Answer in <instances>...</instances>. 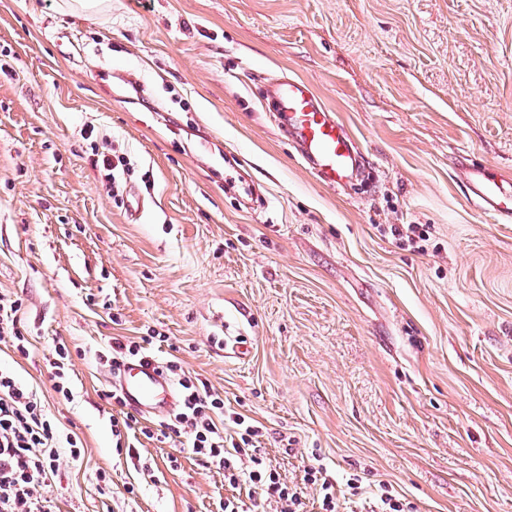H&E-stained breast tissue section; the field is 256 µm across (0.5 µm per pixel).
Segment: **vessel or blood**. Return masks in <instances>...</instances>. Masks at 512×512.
Listing matches in <instances>:
<instances>
[{"label": "vessel or blood", "instance_id": "vessel-or-blood-1", "mask_svg": "<svg viewBox=\"0 0 512 512\" xmlns=\"http://www.w3.org/2000/svg\"><path fill=\"white\" fill-rule=\"evenodd\" d=\"M266 96L275 106V120L323 184L340 188L360 170L362 154L348 130L334 113L319 102L310 86L301 80L277 79ZM467 197L481 210L512 222V181L483 168L465 171ZM119 389L129 410L170 412L174 405L173 384L162 366L152 361L122 366Z\"/></svg>", "mask_w": 512, "mask_h": 512}]
</instances>
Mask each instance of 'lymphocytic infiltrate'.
<instances>
[{
	"mask_svg": "<svg viewBox=\"0 0 512 512\" xmlns=\"http://www.w3.org/2000/svg\"><path fill=\"white\" fill-rule=\"evenodd\" d=\"M166 369L182 388L183 401L161 422V430L188 433L192 453L223 470L229 484H249L265 499L281 503V512H300V493L281 481L261 453L258 427L243 417L233 418L236 438L225 442L216 422L224 410L223 399L211 392L206 381L187 375L177 361H168ZM58 439L34 394L11 373L0 370V512H56L49 490L61 462H78L84 450L78 436L63 438L67 443L63 449Z\"/></svg>",
	"mask_w": 512,
	"mask_h": 512,
	"instance_id": "obj_1",
	"label": "lymphocytic infiltrate"
}]
</instances>
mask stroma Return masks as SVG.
<instances>
[{
    "label": "stroma",
    "instance_id": "35a3bbf8",
    "mask_svg": "<svg viewBox=\"0 0 512 512\" xmlns=\"http://www.w3.org/2000/svg\"><path fill=\"white\" fill-rule=\"evenodd\" d=\"M283 75L337 113L366 183L297 155L261 97ZM96 149L126 157L115 184ZM462 156L512 177V0H0V298L27 347L0 342V369L83 442L57 512H281L186 434L117 453L104 355L154 331L156 360L259 427L305 512L312 466L340 499L358 476L417 512H512V223L467 199Z\"/></svg>",
    "mask_w": 512,
    "mask_h": 512
}]
</instances>
